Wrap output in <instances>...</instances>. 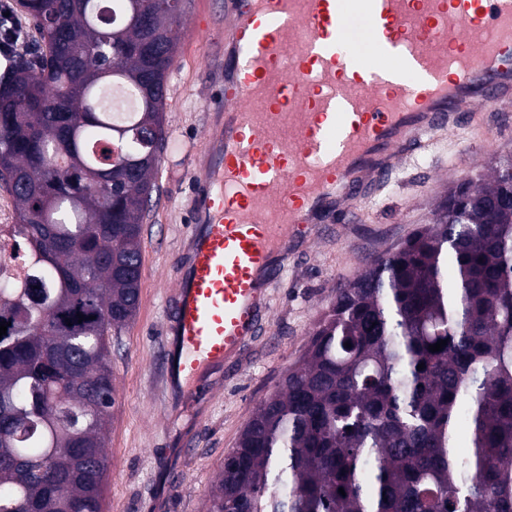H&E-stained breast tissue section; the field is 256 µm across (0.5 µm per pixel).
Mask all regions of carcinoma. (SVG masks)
I'll use <instances>...</instances> for the list:
<instances>
[{"mask_svg": "<svg viewBox=\"0 0 512 512\" xmlns=\"http://www.w3.org/2000/svg\"><path fill=\"white\" fill-rule=\"evenodd\" d=\"M19 5L38 39L0 80V187L34 269L0 283V512H103L182 10ZM207 512H512V156L337 290Z\"/></svg>", "mask_w": 512, "mask_h": 512, "instance_id": "cac0c4a2", "label": "carcinoma"}]
</instances>
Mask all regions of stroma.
I'll return each mask as SVG.
<instances>
[{
	"label": "stroma",
	"mask_w": 512,
	"mask_h": 512,
	"mask_svg": "<svg viewBox=\"0 0 512 512\" xmlns=\"http://www.w3.org/2000/svg\"><path fill=\"white\" fill-rule=\"evenodd\" d=\"M182 14L195 18L198 29L177 31L159 201L140 240V306L112 356L119 410L106 447L105 512H203L225 455L259 402L302 356L337 287L428 224L451 186L487 170L492 157L512 154V111L487 113L481 128L466 118L436 134L359 206L355 221L317 225L299 243L268 290L261 332L242 355L202 368L183 394L170 398L160 378L166 304L192 223L206 125L224 100V0H184ZM487 130L494 146L472 153Z\"/></svg>",
	"instance_id": "35a3bbf8"
}]
</instances>
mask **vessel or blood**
I'll list each match as a JSON object with an SVG mask.
<instances>
[{
  "label": "vessel or blood",
  "instance_id": "1",
  "mask_svg": "<svg viewBox=\"0 0 512 512\" xmlns=\"http://www.w3.org/2000/svg\"><path fill=\"white\" fill-rule=\"evenodd\" d=\"M510 105L512 0H224V112L167 310L169 389L255 334L297 238L346 222L461 116Z\"/></svg>",
  "mask_w": 512,
  "mask_h": 512
}]
</instances>
